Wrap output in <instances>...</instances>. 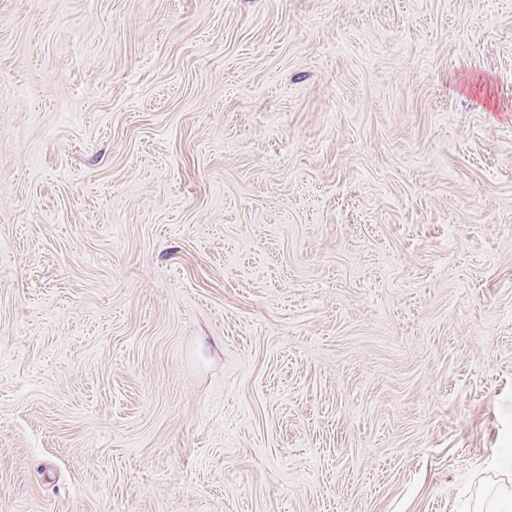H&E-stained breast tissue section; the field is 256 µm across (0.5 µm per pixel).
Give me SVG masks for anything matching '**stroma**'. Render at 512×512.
Instances as JSON below:
<instances>
[{"label":"stroma","mask_w":512,"mask_h":512,"mask_svg":"<svg viewBox=\"0 0 512 512\" xmlns=\"http://www.w3.org/2000/svg\"><path fill=\"white\" fill-rule=\"evenodd\" d=\"M512 0H0V512H512Z\"/></svg>","instance_id":"stroma-1"}]
</instances>
